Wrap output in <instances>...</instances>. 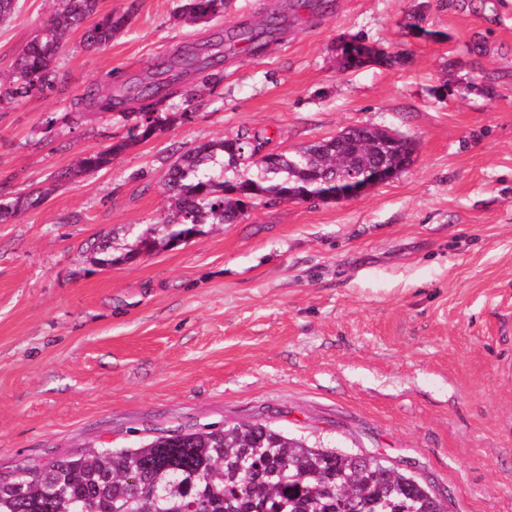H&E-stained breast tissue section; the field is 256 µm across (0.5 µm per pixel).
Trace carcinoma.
<instances>
[{
	"label": "carcinoma",
	"instance_id": "cac0c4a2",
	"mask_svg": "<svg viewBox=\"0 0 512 512\" xmlns=\"http://www.w3.org/2000/svg\"><path fill=\"white\" fill-rule=\"evenodd\" d=\"M98 0H55L47 26L15 60L13 80L0 90V104L56 84L55 61L66 37L81 31L88 48H102L132 20L131 10L97 14ZM183 13L206 22L224 12V0H186ZM345 69L369 63L392 67L404 61L360 40L340 46ZM209 60L177 53L158 64L159 74L176 68L205 70ZM160 82L135 86L138 107L123 113L127 134L79 162L91 174L109 167L125 150L164 127L192 117L189 107L162 111ZM87 106L110 112L115 97L86 95ZM335 141L313 142L291 153L259 155L271 139L241 132L190 147L168 167L164 185L172 211L138 231L127 244L117 237L98 246L99 265H111L159 247L177 246L206 224H232L271 201L317 200L335 187L322 178L366 174L384 164L393 175L406 170L415 142L366 126L341 131ZM42 195L0 202V221L38 205ZM0 512H448V503L416 475L361 450L327 448L291 437L268 423L247 422L157 436L128 448H90L81 455L22 466L0 474Z\"/></svg>",
	"mask_w": 512,
	"mask_h": 512
}]
</instances>
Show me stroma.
Segmentation results:
<instances>
[{"label":"stroma","instance_id":"stroma-1","mask_svg":"<svg viewBox=\"0 0 512 512\" xmlns=\"http://www.w3.org/2000/svg\"><path fill=\"white\" fill-rule=\"evenodd\" d=\"M182 3L98 0L134 6L128 27L99 50L71 34L55 88L0 105V199L43 196L0 223V473L263 422L391 460L449 512H512V0H225L206 24ZM53 9L17 0L0 23V82ZM273 20L258 51L222 38ZM355 36L404 62L341 69ZM192 46L217 78L165 91L193 119L74 174L126 132L84 94ZM353 125L411 138L413 164L93 263L104 236L168 215L164 174L189 147L249 129L289 152Z\"/></svg>","mask_w":512,"mask_h":512}]
</instances>
